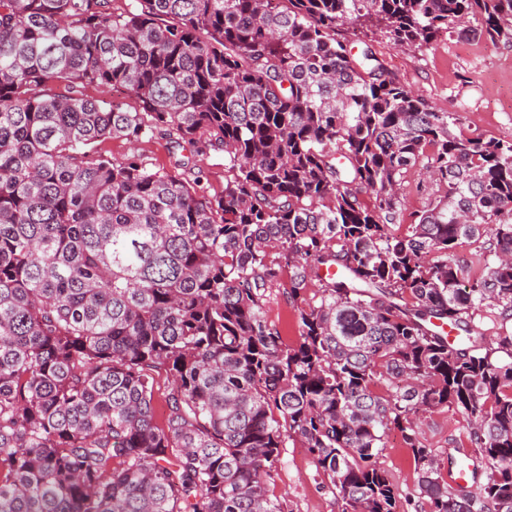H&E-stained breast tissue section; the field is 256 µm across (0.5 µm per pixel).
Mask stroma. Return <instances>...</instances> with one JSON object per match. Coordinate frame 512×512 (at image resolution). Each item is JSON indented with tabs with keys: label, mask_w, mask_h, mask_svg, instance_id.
<instances>
[{
	"label": "stroma",
	"mask_w": 512,
	"mask_h": 512,
	"mask_svg": "<svg viewBox=\"0 0 512 512\" xmlns=\"http://www.w3.org/2000/svg\"><path fill=\"white\" fill-rule=\"evenodd\" d=\"M336 37L355 49L370 47L397 83L424 99L433 108L460 116L471 135L512 139V110L502 104L512 88V45H492L481 38L441 35L429 45L404 50L379 33L352 25L339 27ZM444 193L422 167L409 169L400 190V213L395 233L403 234L417 213L429 209ZM267 316L289 341H296L297 305L286 288L271 289L266 297ZM463 417L443 408L421 419L420 433L433 448L440 468H447L457 447L468 446ZM381 463L397 494V512H419L418 474L413 457L398 430L388 432ZM288 512H339L328 481L299 442L283 449L273 485Z\"/></svg>",
	"instance_id": "1"
}]
</instances>
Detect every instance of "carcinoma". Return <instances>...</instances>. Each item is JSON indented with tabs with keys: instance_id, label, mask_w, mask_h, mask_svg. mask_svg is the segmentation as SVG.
<instances>
[{
	"instance_id": "carcinoma-1",
	"label": "carcinoma",
	"mask_w": 512,
	"mask_h": 512,
	"mask_svg": "<svg viewBox=\"0 0 512 512\" xmlns=\"http://www.w3.org/2000/svg\"><path fill=\"white\" fill-rule=\"evenodd\" d=\"M345 24L512 44V0H0V512H286L290 439L341 512H396L392 428L422 512H512V333L470 323L512 315V140L465 134ZM158 135L170 170L95 150ZM419 163L444 195L397 235ZM285 274L294 344L265 309ZM445 407L475 489L420 441ZM197 169L200 171L202 184L209 195L220 194L224 190V155L222 153L210 152L200 157Z\"/></svg>"
}]
</instances>
